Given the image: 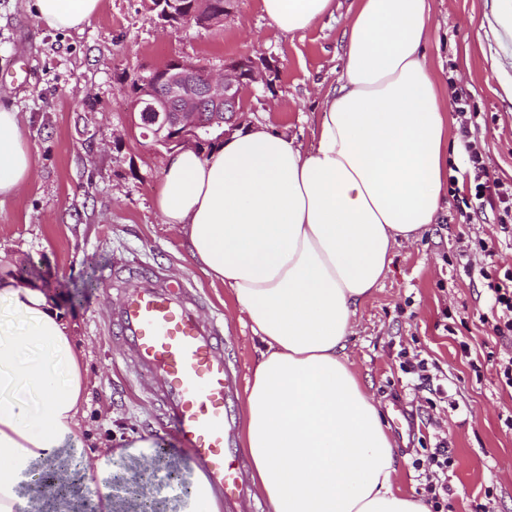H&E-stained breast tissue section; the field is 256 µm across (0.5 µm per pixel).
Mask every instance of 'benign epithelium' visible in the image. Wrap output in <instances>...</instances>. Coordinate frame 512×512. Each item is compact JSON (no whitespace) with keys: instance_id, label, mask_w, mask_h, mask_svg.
I'll return each mask as SVG.
<instances>
[{"instance_id":"obj_1","label":"benign epithelium","mask_w":512,"mask_h":512,"mask_svg":"<svg viewBox=\"0 0 512 512\" xmlns=\"http://www.w3.org/2000/svg\"><path fill=\"white\" fill-rule=\"evenodd\" d=\"M148 9L156 12L160 25L180 31L199 22L190 11L175 12L165 0L147 2ZM156 74L162 86L149 87L131 96L129 123L141 129V136L170 151L197 148L227 135L224 126L236 122L243 111V93L254 84L268 85L266 70L255 60L243 66L237 60L224 64L220 76L207 67L187 58H175ZM207 104L211 118L202 123L197 118L202 104ZM86 469L82 464L70 465L66 483L56 487L55 495L63 493L82 498L86 512H95L86 492Z\"/></svg>"}]
</instances>
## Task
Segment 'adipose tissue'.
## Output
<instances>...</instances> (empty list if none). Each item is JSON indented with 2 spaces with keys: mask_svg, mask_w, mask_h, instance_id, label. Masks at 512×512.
<instances>
[{
  "mask_svg": "<svg viewBox=\"0 0 512 512\" xmlns=\"http://www.w3.org/2000/svg\"><path fill=\"white\" fill-rule=\"evenodd\" d=\"M100 0H36L39 22L88 23ZM280 32L306 31L334 0H262ZM428 0H358L314 144L264 126L209 156L171 154L157 206L191 260L222 282L262 344L243 394L249 477L267 512H431L396 490L394 441L347 355L361 304L396 246L438 223L448 117L424 55ZM33 157L18 112L0 109V200ZM0 512H37L24 475L66 477L81 455L87 366L47 292L0 279Z\"/></svg>",
  "mask_w": 512,
  "mask_h": 512,
  "instance_id": "obj_1",
  "label": "adipose tissue"
}]
</instances>
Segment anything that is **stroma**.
Returning <instances> with one entry per match:
<instances>
[{
    "instance_id": "obj_1",
    "label": "stroma",
    "mask_w": 512,
    "mask_h": 512,
    "mask_svg": "<svg viewBox=\"0 0 512 512\" xmlns=\"http://www.w3.org/2000/svg\"><path fill=\"white\" fill-rule=\"evenodd\" d=\"M34 0H0V106L20 113L33 154L30 179L0 201V277L51 272L53 307L70 326L88 366V401L81 458L94 467L92 450L112 449L111 472L134 473L147 456L136 437L177 448L172 426L160 419L148 379L136 355L109 332L124 301L123 278L149 272L160 282L184 283L196 295L203 318L217 319L224 363L246 380L261 348L241 321L223 283L189 260L177 231L165 224L156 199L169 152L125 134L131 86L150 69L176 57L193 59L214 73L225 62L266 59L272 90L243 94L244 126L263 125L310 149L321 101L342 65L340 35L356 0H336L335 15L306 32L277 31L262 0H233L223 22L181 32L163 30L143 0H100L82 28L39 23ZM425 43L440 97L449 83L470 92L479 114L485 160L498 176L512 178V0H429ZM32 67L29 83L15 81ZM447 212L419 239L395 249L391 271L359 308L346 354L386 421L394 405L406 418L391 435L398 449L396 489L420 488L416 460L446 440L450 512H474L491 502L512 512V389L502 388L495 368L512 356V342L491 335L484 263L476 239L495 242L498 269H512V238L491 220L461 223L454 198ZM119 270L105 283L108 267ZM96 287H84L86 277ZM416 351L440 369L447 400L417 387L400 367V350Z\"/></svg>"
}]
</instances>
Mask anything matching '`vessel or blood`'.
<instances>
[{
	"instance_id": "b4317fda",
	"label": "vessel or blood",
	"mask_w": 512,
	"mask_h": 512,
	"mask_svg": "<svg viewBox=\"0 0 512 512\" xmlns=\"http://www.w3.org/2000/svg\"><path fill=\"white\" fill-rule=\"evenodd\" d=\"M115 334L138 356L151 395L174 427L192 463L224 490L241 493L236 435L228 397L235 381L224 364V338L216 321L203 320L186 289L138 274L125 280Z\"/></svg>"
}]
</instances>
